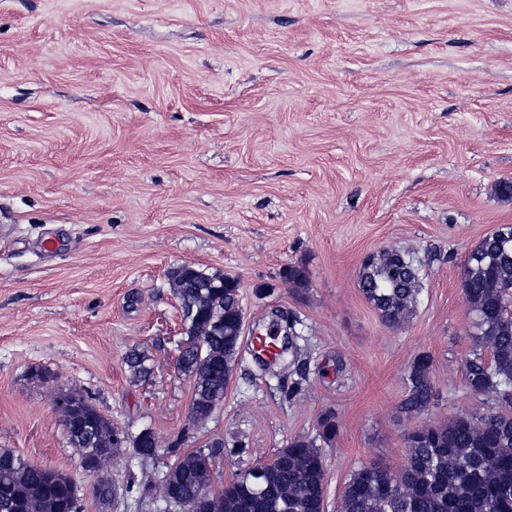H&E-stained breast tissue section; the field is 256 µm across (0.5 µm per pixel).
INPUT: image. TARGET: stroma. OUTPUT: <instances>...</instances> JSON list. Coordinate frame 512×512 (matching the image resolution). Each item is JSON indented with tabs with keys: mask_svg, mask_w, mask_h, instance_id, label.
<instances>
[{
	"mask_svg": "<svg viewBox=\"0 0 512 512\" xmlns=\"http://www.w3.org/2000/svg\"><path fill=\"white\" fill-rule=\"evenodd\" d=\"M512 0H0V448L92 487L111 512H166L153 488L220 442L211 492L297 436L323 446L325 512L354 471L399 470L415 428L479 415L466 387L467 254L512 225ZM409 252L425 287L386 323L366 257ZM237 280L244 342L203 422L175 368L169 273ZM298 266L305 279L286 275ZM297 316L308 365L247 339ZM147 351L152 373L124 364ZM432 359L439 395L407 414ZM77 394L159 454L86 472L62 424ZM148 360L146 354L138 348H133L126 354L125 364L133 380L141 381L148 377L150 374ZM431 359L422 354L414 361L407 378L408 396L404 409L422 411L437 401V393L430 378Z\"/></svg>",
	"mask_w": 512,
	"mask_h": 512,
	"instance_id": "35a3bbf8",
	"label": "stroma"
}]
</instances>
